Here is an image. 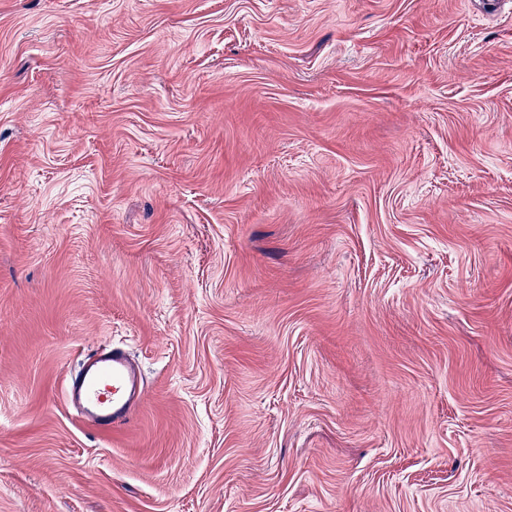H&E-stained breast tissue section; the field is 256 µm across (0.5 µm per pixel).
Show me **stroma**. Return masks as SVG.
Wrapping results in <instances>:
<instances>
[{
	"label": "stroma",
	"mask_w": 512,
	"mask_h": 512,
	"mask_svg": "<svg viewBox=\"0 0 512 512\" xmlns=\"http://www.w3.org/2000/svg\"><path fill=\"white\" fill-rule=\"evenodd\" d=\"M0 512H512V0H0ZM142 394L137 367L122 347L114 345L85 355L65 390L73 410L103 432L128 424Z\"/></svg>",
	"instance_id": "1"
}]
</instances>
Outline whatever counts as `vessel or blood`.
Returning <instances> with one entry per match:
<instances>
[{"mask_svg":"<svg viewBox=\"0 0 512 512\" xmlns=\"http://www.w3.org/2000/svg\"><path fill=\"white\" fill-rule=\"evenodd\" d=\"M142 394L141 375L119 346L85 355L65 390L73 410L103 432L128 424Z\"/></svg>","mask_w":512,"mask_h":512,"instance_id":"b4317fda","label":"vessel or blood"}]
</instances>
